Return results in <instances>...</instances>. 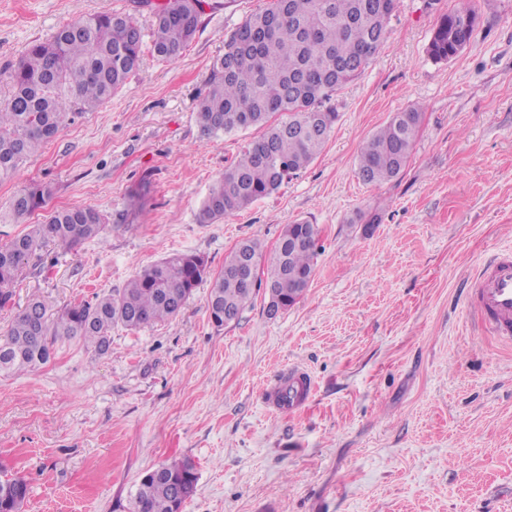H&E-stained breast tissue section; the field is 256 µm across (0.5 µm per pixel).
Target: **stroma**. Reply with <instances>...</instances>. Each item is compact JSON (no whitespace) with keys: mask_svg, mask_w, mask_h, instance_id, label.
I'll use <instances>...</instances> for the list:
<instances>
[{"mask_svg":"<svg viewBox=\"0 0 512 512\" xmlns=\"http://www.w3.org/2000/svg\"><path fill=\"white\" fill-rule=\"evenodd\" d=\"M467 46H428L455 0H398L386 44L333 95L339 118L297 178L233 218L199 223L211 185L251 128L205 137L195 119L224 43L266 0H203L179 62L144 51L111 100L76 117L0 185L53 194L48 209L91 205L101 238L47 242L0 308V332L32 297L53 309L124 288L173 253L220 270L245 239L272 253L285 225H318L321 249L300 300L276 315L256 296L215 327L198 286L176 317L114 326L107 353L58 342L39 368L0 375V472L29 485L23 512H129L142 477L189 460L183 512H512V344L475 332L464 290L483 260L512 250V0H473ZM110 10L151 34L135 0H0V73L62 25ZM422 105L403 172L356 175L363 142ZM379 224H364L363 215ZM298 368L315 389L299 411L269 413L262 390Z\"/></svg>","mask_w":512,"mask_h":512,"instance_id":"35a3bbf8","label":"stroma"}]
</instances>
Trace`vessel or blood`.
<instances>
[{"instance_id": "b4317fda", "label": "vessel or blood", "mask_w": 512, "mask_h": 512, "mask_svg": "<svg viewBox=\"0 0 512 512\" xmlns=\"http://www.w3.org/2000/svg\"><path fill=\"white\" fill-rule=\"evenodd\" d=\"M470 311L481 329L512 343V251L495 254L483 266L476 286L467 293ZM313 385L305 373L290 372L287 380H275L263 390L268 411L292 412L312 395Z\"/></svg>"}]
</instances>
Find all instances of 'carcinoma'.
Listing matches in <instances>:
<instances>
[{
	"mask_svg": "<svg viewBox=\"0 0 512 512\" xmlns=\"http://www.w3.org/2000/svg\"><path fill=\"white\" fill-rule=\"evenodd\" d=\"M443 15L429 55L446 60L470 42L476 11L469 0ZM398 0H268L224 43L198 99L203 135L217 137L250 127L263 129L238 160L219 176L198 211V221L226 220L299 175L319 155L339 117L326 106L333 93L357 77L386 42L387 22ZM201 0H163L155 5L152 50L175 62L193 41ZM143 35L135 19L101 11L60 27L52 38L28 46L5 72L11 92L0 103V184L19 179L22 163L75 116L109 100L139 69ZM422 121L421 107L392 115L361 146L356 174L378 186L407 165ZM52 189L29 184L13 197L0 223L18 222L46 207ZM104 214L93 206L60 207L43 224L0 246V307L12 299L30 257L46 240L68 250L102 236ZM300 223L284 228L279 245L263 258L259 244L240 242L214 273L196 254L176 253L140 270L125 288L61 311L34 298L0 336V373H20L47 363L62 338H78L102 355L112 326L137 330L177 316L195 288L210 283L212 323L238 317L257 288L234 274L247 259L266 264L268 302L293 306L309 286L316 231L299 235ZM197 488L194 465L162 463L140 481L131 512H177ZM26 482L0 476V512H22Z\"/></svg>",
	"mask_w": 512,
	"mask_h": 512,
	"instance_id": "cac0c4a2",
	"label": "carcinoma"
}]
</instances>
